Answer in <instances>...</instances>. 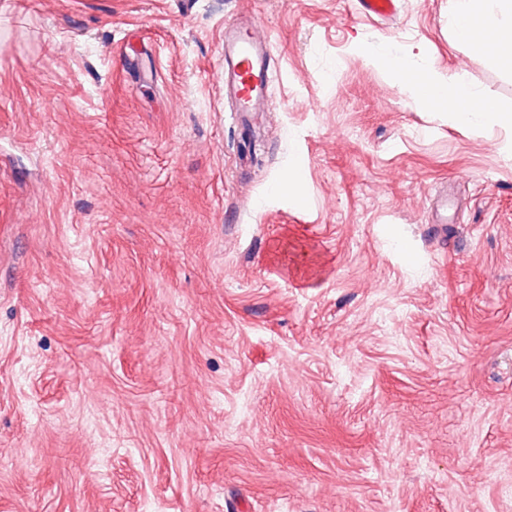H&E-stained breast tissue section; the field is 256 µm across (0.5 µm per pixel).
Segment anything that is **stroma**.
<instances>
[{"instance_id":"obj_1","label":"stroma","mask_w":512,"mask_h":512,"mask_svg":"<svg viewBox=\"0 0 512 512\" xmlns=\"http://www.w3.org/2000/svg\"><path fill=\"white\" fill-rule=\"evenodd\" d=\"M378 50L512 113L448 0H0V512H512V125ZM359 12L368 18L388 20L399 9V0H357ZM272 55L255 19L224 28V96L233 100L232 112H257L270 98ZM381 63L389 62L401 74L404 83L413 91L417 100L424 104H439L452 121L459 125H468L477 117L481 121H512L503 113L482 99L476 90L457 74L440 75L436 72L410 70L393 58L377 53ZM465 105V107H463Z\"/></svg>"}]
</instances>
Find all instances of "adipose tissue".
<instances>
[{
    "instance_id": "1",
    "label": "adipose tissue",
    "mask_w": 512,
    "mask_h": 512,
    "mask_svg": "<svg viewBox=\"0 0 512 512\" xmlns=\"http://www.w3.org/2000/svg\"><path fill=\"white\" fill-rule=\"evenodd\" d=\"M448 17L457 41L475 48L480 35H489L494 55L512 62V0H448ZM393 67L417 100L440 105L456 124L467 125L477 118L497 122L502 118L501 112L459 75L412 70L398 61Z\"/></svg>"
}]
</instances>
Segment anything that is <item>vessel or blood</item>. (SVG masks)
I'll list each match as a JSON object with an SVG mask.
<instances>
[{
	"label": "vessel or blood",
	"instance_id": "1",
	"mask_svg": "<svg viewBox=\"0 0 512 512\" xmlns=\"http://www.w3.org/2000/svg\"><path fill=\"white\" fill-rule=\"evenodd\" d=\"M360 13L368 18L388 20L399 9V0H357ZM224 94L238 113L258 111L270 98L271 49L261 35L259 24L244 19L224 30Z\"/></svg>",
	"mask_w": 512,
	"mask_h": 512
}]
</instances>
